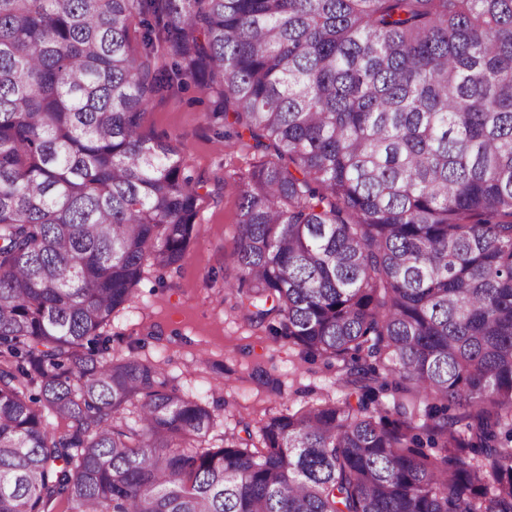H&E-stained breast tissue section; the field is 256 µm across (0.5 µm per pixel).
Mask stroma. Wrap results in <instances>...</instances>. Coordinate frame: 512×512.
Instances as JSON below:
<instances>
[{"mask_svg": "<svg viewBox=\"0 0 512 512\" xmlns=\"http://www.w3.org/2000/svg\"><path fill=\"white\" fill-rule=\"evenodd\" d=\"M212 101L208 90L193 86L147 108L145 132L184 158L193 177L205 181L207 195L181 265L142 279L110 333L115 354L161 363L178 385L214 402L218 432L241 437L272 414L341 399L344 389L336 364L307 359L287 339L269 336L224 290L236 276L229 254L237 184L251 152L225 144L223 125L207 117Z\"/></svg>", "mask_w": 512, "mask_h": 512, "instance_id": "35a3bbf8", "label": "stroma"}]
</instances>
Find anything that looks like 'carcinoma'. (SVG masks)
Instances as JSON below:
<instances>
[{"label":"carcinoma","instance_id":"obj_1","mask_svg":"<svg viewBox=\"0 0 512 512\" xmlns=\"http://www.w3.org/2000/svg\"><path fill=\"white\" fill-rule=\"evenodd\" d=\"M190 83L253 141L225 288L357 396L256 444L108 335ZM0 512H512V0H0Z\"/></svg>","mask_w":512,"mask_h":512}]
</instances>
